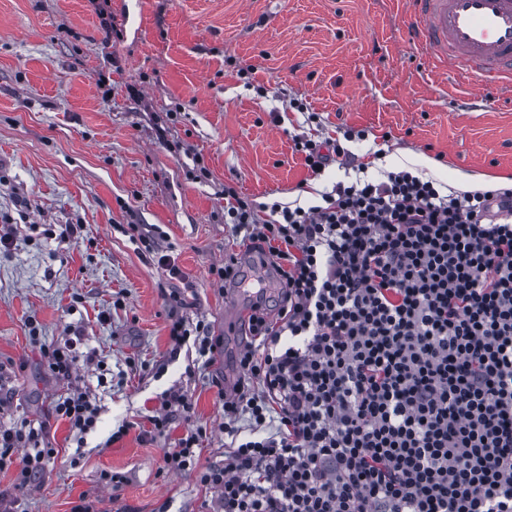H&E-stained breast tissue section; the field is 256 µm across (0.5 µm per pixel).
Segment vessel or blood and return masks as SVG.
I'll use <instances>...</instances> for the list:
<instances>
[{
    "label": "vessel or blood",
    "mask_w": 512,
    "mask_h": 512,
    "mask_svg": "<svg viewBox=\"0 0 512 512\" xmlns=\"http://www.w3.org/2000/svg\"><path fill=\"white\" fill-rule=\"evenodd\" d=\"M413 41L456 71H478L484 82L512 87V0H407ZM260 299L256 289L226 297L224 335L237 336Z\"/></svg>",
    "instance_id": "vessel-or-blood-1"
}]
</instances>
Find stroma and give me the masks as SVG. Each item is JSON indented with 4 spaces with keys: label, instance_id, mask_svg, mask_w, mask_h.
I'll use <instances>...</instances> for the list:
<instances>
[{
    "label": "stroma",
    "instance_id": "obj_1",
    "mask_svg": "<svg viewBox=\"0 0 512 512\" xmlns=\"http://www.w3.org/2000/svg\"><path fill=\"white\" fill-rule=\"evenodd\" d=\"M105 34L90 0H0V424L48 421L55 455L33 486L0 471L22 512H208L196 473L162 469L187 425L205 427L199 464L224 457L212 385L224 356L169 358L167 295L224 333L225 291L211 268L246 254L224 222V188L307 206L359 163L368 175L412 170L451 191L460 179L512 184V93L436 66L410 37L404 0H111ZM138 95H130V87ZM358 131L312 175L296 138ZM166 138H159V129ZM152 230L182 275L170 278L122 226ZM73 237L63 238L66 228ZM124 305L112 306L113 293ZM109 313L101 321V313ZM76 334L78 363L54 374L29 341ZM148 369L114 385L128 360ZM90 390L100 413L77 446L53 399ZM192 396L190 422L145 439L158 396ZM128 433L109 437L123 423ZM118 473L121 484L105 482Z\"/></svg>",
    "mask_w": 512,
    "mask_h": 512
}]
</instances>
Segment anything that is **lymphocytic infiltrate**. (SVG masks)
I'll return each instance as SVG.
<instances>
[{
	"mask_svg": "<svg viewBox=\"0 0 512 512\" xmlns=\"http://www.w3.org/2000/svg\"><path fill=\"white\" fill-rule=\"evenodd\" d=\"M224 221L268 254L282 291L255 307L224 407V459L198 469L204 431L187 427L164 470H197L216 512H512V187L442 193L408 170L336 183L319 202H275L268 218L235 188ZM499 214L488 218L490 205ZM38 345L70 377L73 338ZM170 356L212 357L209 324L172 315ZM169 388L151 436L189 418ZM53 414L83 436L88 392ZM42 428L0 426V470L25 487L53 455Z\"/></svg>",
	"mask_w": 512,
	"mask_h": 512,
	"instance_id": "f902f5d3",
	"label": "lymphocytic infiltrate"
}]
</instances>
